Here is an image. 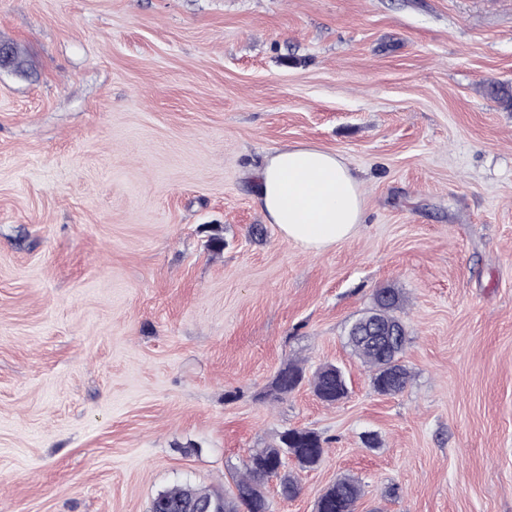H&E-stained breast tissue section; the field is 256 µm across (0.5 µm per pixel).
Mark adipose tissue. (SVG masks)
<instances>
[{"label":"adipose tissue","mask_w":512,"mask_h":512,"mask_svg":"<svg viewBox=\"0 0 512 512\" xmlns=\"http://www.w3.org/2000/svg\"><path fill=\"white\" fill-rule=\"evenodd\" d=\"M257 203L284 240L318 253L348 241L364 217L349 165L316 147L278 149L258 169Z\"/></svg>","instance_id":"ef3b65f1"}]
</instances>
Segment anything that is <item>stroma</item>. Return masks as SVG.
Segmentation results:
<instances>
[{
    "label": "stroma",
    "instance_id": "stroma-1",
    "mask_svg": "<svg viewBox=\"0 0 512 512\" xmlns=\"http://www.w3.org/2000/svg\"><path fill=\"white\" fill-rule=\"evenodd\" d=\"M0 512L225 493L280 432L325 441L271 512H512V0H0ZM351 167L365 219L314 253L264 156ZM398 289L402 393L348 345ZM295 362L341 366L273 401ZM314 394L327 404L342 400L347 394V383L343 372L337 367L316 370L312 378ZM331 499L323 503V497L320 496L317 501V512H355L357 502L361 497V485L359 481L349 475H344L336 479L330 486Z\"/></svg>",
    "mask_w": 512,
    "mask_h": 512
}]
</instances>
